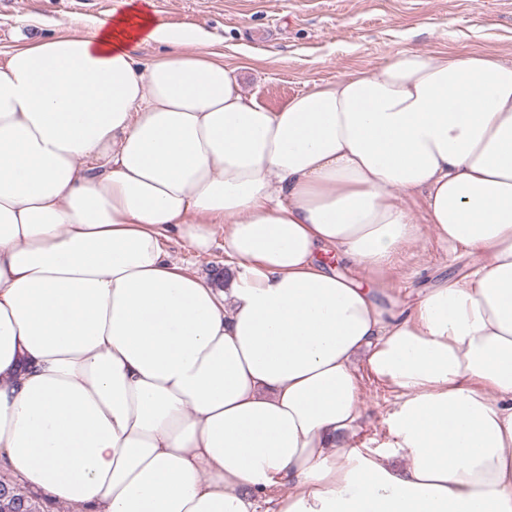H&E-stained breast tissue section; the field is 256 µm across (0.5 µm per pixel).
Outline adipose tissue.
Wrapping results in <instances>:
<instances>
[{"instance_id": "ef3b65f1", "label": "adipose tissue", "mask_w": 512, "mask_h": 512, "mask_svg": "<svg viewBox=\"0 0 512 512\" xmlns=\"http://www.w3.org/2000/svg\"><path fill=\"white\" fill-rule=\"evenodd\" d=\"M123 3L0 62V470L80 512H512V63L404 51L272 110ZM427 229L479 265L379 301ZM219 232L223 282L168 260ZM359 356L383 453L345 440Z\"/></svg>"}]
</instances>
